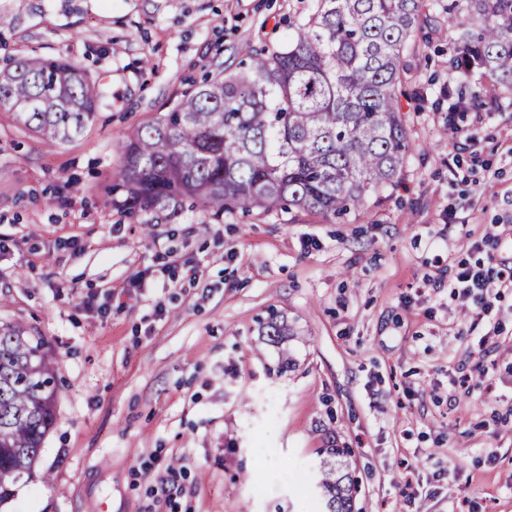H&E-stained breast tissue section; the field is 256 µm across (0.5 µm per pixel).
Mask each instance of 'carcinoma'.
I'll return each mask as SVG.
<instances>
[{"mask_svg": "<svg viewBox=\"0 0 512 512\" xmlns=\"http://www.w3.org/2000/svg\"><path fill=\"white\" fill-rule=\"evenodd\" d=\"M442 12L456 35L448 64L459 99L494 102L512 91V0H314L282 47L204 80L119 143L112 206L146 225L163 212L177 218L188 200L215 216L361 212L413 150L399 92L405 56L438 32ZM99 98L100 84L64 58L28 56L0 72V111L50 146L80 135ZM55 392L43 337L0 322V504L35 476ZM320 453L326 512H354L358 489L342 470L349 449Z\"/></svg>", "mask_w": 512, "mask_h": 512, "instance_id": "carcinoma-1", "label": "carcinoma"}]
</instances>
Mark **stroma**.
I'll return each instance as SVG.
<instances>
[{
  "label": "stroma",
  "instance_id": "stroma-1",
  "mask_svg": "<svg viewBox=\"0 0 512 512\" xmlns=\"http://www.w3.org/2000/svg\"><path fill=\"white\" fill-rule=\"evenodd\" d=\"M310 7L0 0V69L61 55L106 92L55 147L0 112V321L59 369L36 476L0 512H324L334 444L357 512H512V290L480 319L450 287L488 254L512 266L492 246L512 238V97L463 102L448 137L447 34L413 48L415 149L362 213L187 208L145 235L112 205L118 142ZM273 308L298 331L282 346L259 333Z\"/></svg>",
  "mask_w": 512,
  "mask_h": 512
}]
</instances>
